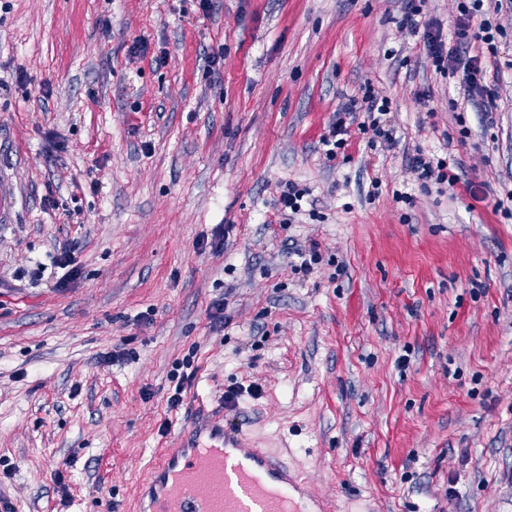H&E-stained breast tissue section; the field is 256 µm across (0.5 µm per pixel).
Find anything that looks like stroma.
Instances as JSON below:
<instances>
[{
    "label": "stroma",
    "mask_w": 512,
    "mask_h": 512,
    "mask_svg": "<svg viewBox=\"0 0 512 512\" xmlns=\"http://www.w3.org/2000/svg\"><path fill=\"white\" fill-rule=\"evenodd\" d=\"M507 32L490 127L401 0H0V502L135 512L202 403L343 512H512ZM367 81L398 143L327 159ZM418 147L458 161L454 193L416 181ZM288 182L316 213L283 226ZM193 362L192 358H187L185 362L184 360L182 361V367H185L186 370H191L190 372L183 371L181 374H177L172 393H170V396L167 398V405L171 410H178L183 406L184 395L186 394L187 388L192 385L198 370L193 367Z\"/></svg>",
    "instance_id": "35a3bbf8"
}]
</instances>
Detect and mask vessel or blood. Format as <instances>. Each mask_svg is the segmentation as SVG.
I'll list each match as a JSON object with an SVG mask.
<instances>
[{"label":"vessel or blood","mask_w":512,"mask_h":512,"mask_svg":"<svg viewBox=\"0 0 512 512\" xmlns=\"http://www.w3.org/2000/svg\"><path fill=\"white\" fill-rule=\"evenodd\" d=\"M140 512H307L305 483L242 429L198 408L180 452L153 465Z\"/></svg>","instance_id":"vessel-or-blood-1"}]
</instances>
